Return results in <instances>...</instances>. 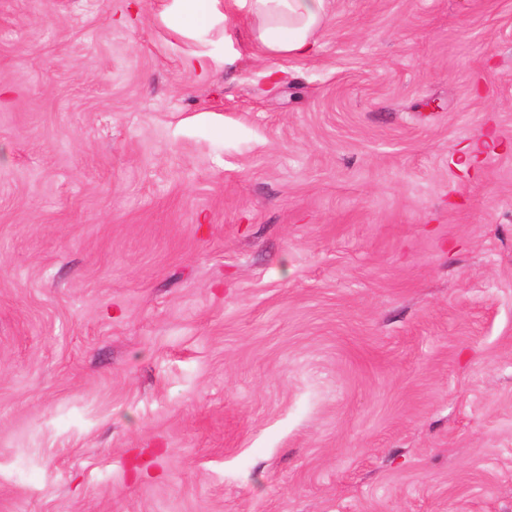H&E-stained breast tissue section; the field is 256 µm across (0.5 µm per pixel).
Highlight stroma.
Instances as JSON below:
<instances>
[{"label":"stroma","mask_w":512,"mask_h":512,"mask_svg":"<svg viewBox=\"0 0 512 512\" xmlns=\"http://www.w3.org/2000/svg\"><path fill=\"white\" fill-rule=\"evenodd\" d=\"M167 2L0 0V512H512V0ZM223 8L221 0H172L162 12L161 22L176 32L195 35L223 20L225 23L228 16ZM253 46L268 60L310 56L331 18L332 0H233Z\"/></svg>","instance_id":"35a3bbf8"}]
</instances>
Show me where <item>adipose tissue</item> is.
<instances>
[{"label": "adipose tissue", "mask_w": 512, "mask_h": 512, "mask_svg": "<svg viewBox=\"0 0 512 512\" xmlns=\"http://www.w3.org/2000/svg\"><path fill=\"white\" fill-rule=\"evenodd\" d=\"M243 12L250 39L269 60L310 56L331 18L332 0H233ZM222 0H171L161 14L172 30L193 35L225 20Z\"/></svg>", "instance_id": "1"}]
</instances>
